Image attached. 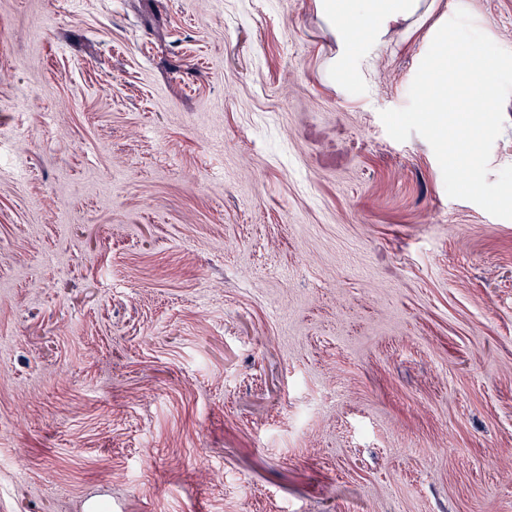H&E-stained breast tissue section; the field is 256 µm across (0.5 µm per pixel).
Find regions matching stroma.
Wrapping results in <instances>:
<instances>
[{
  "mask_svg": "<svg viewBox=\"0 0 512 512\" xmlns=\"http://www.w3.org/2000/svg\"><path fill=\"white\" fill-rule=\"evenodd\" d=\"M433 22L0 0V512H512V220L380 118Z\"/></svg>",
  "mask_w": 512,
  "mask_h": 512,
  "instance_id": "obj_1",
  "label": "stroma"
}]
</instances>
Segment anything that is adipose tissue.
I'll return each mask as SVG.
<instances>
[{"label":"adipose tissue","mask_w":512,"mask_h":512,"mask_svg":"<svg viewBox=\"0 0 512 512\" xmlns=\"http://www.w3.org/2000/svg\"><path fill=\"white\" fill-rule=\"evenodd\" d=\"M423 6V0H317L319 12L336 29L342 45L340 55L329 65L330 73H344L356 53L358 28L380 38L390 27L416 16Z\"/></svg>","instance_id":"1"}]
</instances>
